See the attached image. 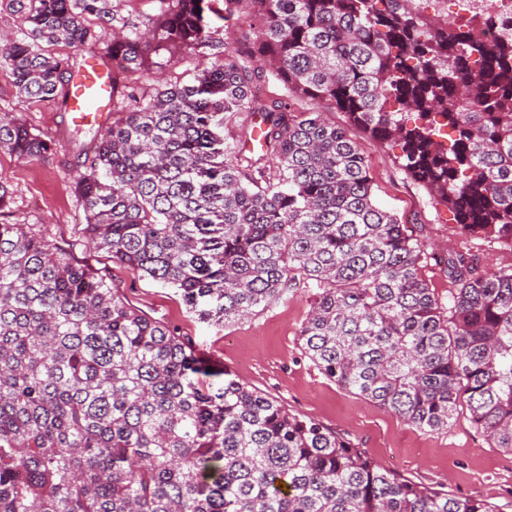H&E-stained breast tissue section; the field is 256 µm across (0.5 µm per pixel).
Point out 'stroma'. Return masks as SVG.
<instances>
[{
    "label": "stroma",
    "mask_w": 512,
    "mask_h": 512,
    "mask_svg": "<svg viewBox=\"0 0 512 512\" xmlns=\"http://www.w3.org/2000/svg\"><path fill=\"white\" fill-rule=\"evenodd\" d=\"M293 107L322 113L365 145L377 197L424 240L421 275L440 298H447L452 287L442 260L445 249L478 256L484 270L512 266V247L463 231L448 208L402 168L398 147L370 141L363 129L348 124L343 113L328 110L323 101H297ZM1 112L22 115L48 141L50 152L46 159L24 162L0 150V185L11 196L0 220L43 230L76 262L106 275L131 306L188 339L215 369L233 372L290 413L340 433L381 466L405 478L445 484L457 496L481 495L500 505L512 501V454L491 447L468 415L456 417L448 430L424 432L339 388L317 369L304 355L299 337L314 300L313 287L297 284L272 308L228 325L204 321L173 290L139 279L87 242L85 214L74 189L79 160L73 141L91 139V132L76 129L67 110L54 102L20 96L6 67H0Z\"/></svg>",
    "instance_id": "obj_1"
}]
</instances>
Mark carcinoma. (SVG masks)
I'll return each mask as SVG.
<instances>
[{"mask_svg": "<svg viewBox=\"0 0 512 512\" xmlns=\"http://www.w3.org/2000/svg\"><path fill=\"white\" fill-rule=\"evenodd\" d=\"M4 2L26 26L0 46L22 96L67 105L81 67L44 46L110 38L118 117L75 181L89 241L203 320L235 322L312 283L299 336L326 377L420 431L465 408L512 453V268L484 275L448 253L443 304L420 274L422 241L376 200L364 145L252 94L258 59L291 97L400 144L401 166L463 230L512 247V38L430 21L414 0H223L224 19L245 3L261 30L181 85L153 78L154 57L213 41L212 0H159L140 25L110 0ZM244 111L262 139L246 160L224 138V115ZM0 150L29 162L50 146L0 113ZM207 367L105 276L0 222V512H502L403 479Z\"/></svg>", "mask_w": 512, "mask_h": 512, "instance_id": "cac0c4a2", "label": "carcinoma"}]
</instances>
